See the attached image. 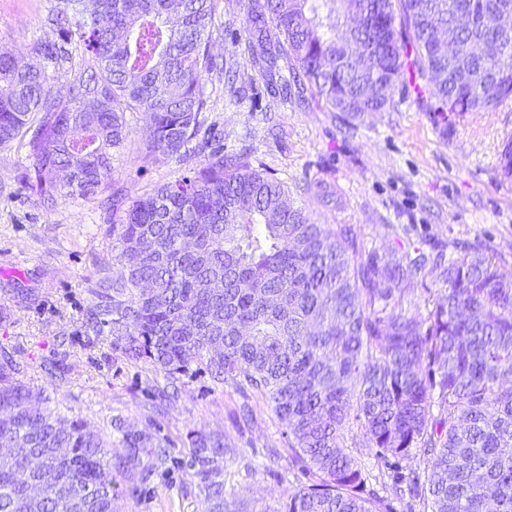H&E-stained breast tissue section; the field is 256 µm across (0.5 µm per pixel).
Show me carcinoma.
Here are the masks:
<instances>
[{
    "mask_svg": "<svg viewBox=\"0 0 512 512\" xmlns=\"http://www.w3.org/2000/svg\"><path fill=\"white\" fill-rule=\"evenodd\" d=\"M400 13H395L394 2ZM46 24L61 33L39 47L53 68L79 44L89 61L66 99L49 74L0 50V145L28 138L37 191L92 199L108 185L127 135V114L150 117L147 149L188 162L213 68L206 32L214 0H61ZM512 0H255L248 15L256 63L293 79L270 92L303 101L310 86L334 112H380L405 73L426 77L434 119L486 112L512 98V31L495 13ZM460 50L436 56L442 28ZM409 30L405 37L396 19ZM364 56L360 70L354 57ZM112 251L124 275L103 284L95 323L112 345L167 377L192 364L217 381L269 396L294 450L315 481L288 492L285 512H391L367 490L346 444L350 423L397 481L425 485V512H512V280L480 245L451 257L414 247L395 261L363 258L349 224H313L284 185L216 150L194 176L125 201L112 193ZM441 283L424 316L390 306L394 292L425 272ZM17 364L0 362V512L40 471L55 474L32 512H114L112 468L128 480L136 448H161L127 433L132 452L115 465L105 442L80 420L31 406ZM224 437L200 435L189 467L206 512H224ZM424 463L419 469L415 461ZM90 495L76 501L75 487Z\"/></svg>",
    "mask_w": 512,
    "mask_h": 512,
    "instance_id": "1",
    "label": "carcinoma"
}]
</instances>
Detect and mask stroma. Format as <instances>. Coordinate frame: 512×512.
Returning a JSON list of instances; mask_svg holds the SVG:
<instances>
[{
    "instance_id": "1",
    "label": "stroma",
    "mask_w": 512,
    "mask_h": 512,
    "mask_svg": "<svg viewBox=\"0 0 512 512\" xmlns=\"http://www.w3.org/2000/svg\"><path fill=\"white\" fill-rule=\"evenodd\" d=\"M57 5L0 0V50L42 65L39 45L59 38L44 24ZM214 5L209 40L217 66L204 76L202 118L225 154L247 153L311 222L353 225L364 254L388 261L412 243H435L449 254L479 243L512 278V180L499 167L512 138V101L454 119L445 136L430 99H417L406 79L394 84L383 111L358 117L330 111L312 96L286 104L251 63V0ZM127 121L110 179L127 200L198 168L195 160L148 156L146 115ZM30 176L25 141L0 147V355L19 364L18 378L39 409L82 421L110 444L112 458L127 455V432L168 441L164 456L138 449L149 480L123 494L116 512H205L200 480L185 463L193 440L213 434L224 437V512H284L288 491L314 477L289 448L271 401L202 370L181 376L177 399L164 401L174 388L166 375L116 349L108 327L88 323L100 283L122 273L112 256L107 193L47 201L30 189ZM353 454L392 512H422L420 498L392 495L389 473L371 450Z\"/></svg>"
}]
</instances>
